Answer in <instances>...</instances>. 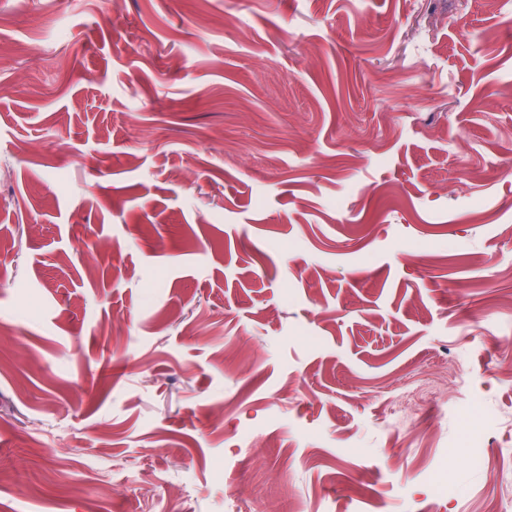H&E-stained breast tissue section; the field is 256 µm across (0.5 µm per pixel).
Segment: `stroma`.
<instances>
[{
    "label": "stroma",
    "instance_id": "obj_1",
    "mask_svg": "<svg viewBox=\"0 0 512 512\" xmlns=\"http://www.w3.org/2000/svg\"><path fill=\"white\" fill-rule=\"evenodd\" d=\"M0 16V512H512V0Z\"/></svg>",
    "mask_w": 512,
    "mask_h": 512
}]
</instances>
